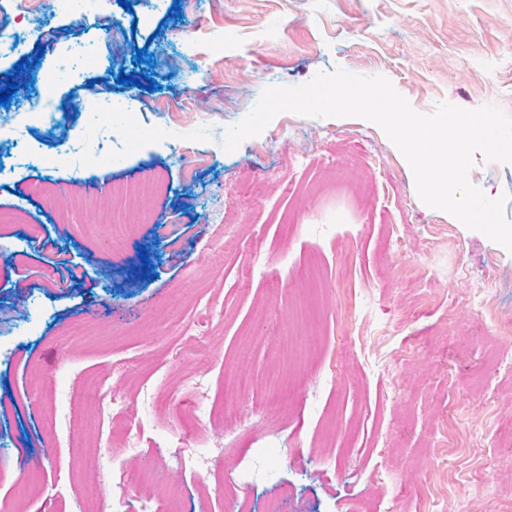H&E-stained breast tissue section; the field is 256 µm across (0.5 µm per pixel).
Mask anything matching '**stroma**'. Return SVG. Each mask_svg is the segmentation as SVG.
Listing matches in <instances>:
<instances>
[{"label":"stroma","mask_w":512,"mask_h":512,"mask_svg":"<svg viewBox=\"0 0 512 512\" xmlns=\"http://www.w3.org/2000/svg\"><path fill=\"white\" fill-rule=\"evenodd\" d=\"M130 2L22 26L36 65L0 142V212L17 215L0 223V503L85 512L112 431L134 476L223 456L220 481L164 471L183 512H505L512 253L424 204L371 122L283 112L223 143L265 88L337 67L421 113H512V0ZM28 144L41 163L20 161ZM469 178L512 194V165L479 155ZM145 179L150 222L109 238L93 205ZM87 377L111 386V423Z\"/></svg>","instance_id":"35a3bbf8"}]
</instances>
